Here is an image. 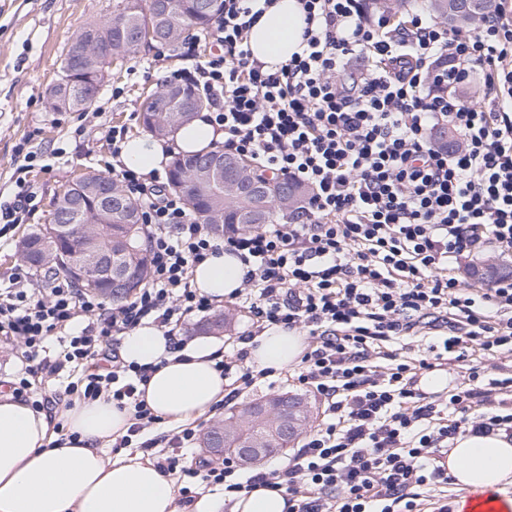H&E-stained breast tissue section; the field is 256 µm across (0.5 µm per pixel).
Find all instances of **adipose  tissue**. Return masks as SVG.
I'll return each instance as SVG.
<instances>
[{
  "label": "adipose tissue",
  "instance_id": "adipose-tissue-1",
  "mask_svg": "<svg viewBox=\"0 0 512 512\" xmlns=\"http://www.w3.org/2000/svg\"><path fill=\"white\" fill-rule=\"evenodd\" d=\"M304 14L297 0H275L249 32L253 59L274 68L301 52ZM120 160L141 174L163 170L167 157L150 138L124 141ZM246 268L222 251L193 269V283L215 303L241 287ZM250 362L280 370L299 363L303 336L265 329L247 344ZM124 362L154 365L140 389L147 406L168 424L193 422L224 398L214 342L200 339L171 349L168 337L144 326L121 338ZM65 433H56L45 412L12 394H0V512H222L220 494L180 505L175 485L140 455L111 456L109 443L126 435L130 410L102 399L77 401L62 412ZM448 470L463 487L486 493L493 512H512L503 488L512 483V441L500 434L460 435L448 454Z\"/></svg>",
  "mask_w": 512,
  "mask_h": 512
}]
</instances>
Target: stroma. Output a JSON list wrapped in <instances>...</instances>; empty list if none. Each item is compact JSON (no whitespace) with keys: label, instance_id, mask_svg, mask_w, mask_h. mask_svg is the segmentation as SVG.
<instances>
[{"label":"stroma","instance_id":"stroma-1","mask_svg":"<svg viewBox=\"0 0 512 512\" xmlns=\"http://www.w3.org/2000/svg\"><path fill=\"white\" fill-rule=\"evenodd\" d=\"M113 0H0V205H13L18 180L36 192L23 223L0 229V282L20 260V238L47 223L58 190L86 169L110 173L112 128L143 136L144 93L182 67L179 52L156 45L110 71L89 111L58 112L48 103L67 44L87 25L110 17ZM36 156L25 166V153Z\"/></svg>","mask_w":512,"mask_h":512}]
</instances>
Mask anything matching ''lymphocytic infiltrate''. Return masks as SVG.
<instances>
[{
  "label": "lymphocytic infiltrate",
  "mask_w": 512,
  "mask_h": 512,
  "mask_svg": "<svg viewBox=\"0 0 512 512\" xmlns=\"http://www.w3.org/2000/svg\"><path fill=\"white\" fill-rule=\"evenodd\" d=\"M272 0H224L206 40L223 54L185 52L172 84L189 83L224 130V147L260 171L310 189L284 224L225 228L216 238L187 199L113 160L112 175L140 203L150 273L143 288L109 308L67 279L17 266L0 289V336L24 343V376L87 373L67 393L104 396L131 409L119 442L161 418L137 396L151 369L125 363L110 343L145 325L174 336L212 310L192 285L209 254L235 253L247 268L235 298L252 326L303 332L308 344L292 379L323 399L321 425L278 469L241 477L227 463L191 461L182 448L196 432L161 437L153 454L176 477L182 503L193 487L224 493L225 504L259 485L283 491L289 512H418L426 490L448 483L445 460L464 433L512 440V279L464 282L460 261L512 253V6L471 31L448 30L425 11L404 21L366 16L364 0H299L306 27L301 53L276 70L254 60L248 32ZM482 79L484 100L459 86ZM439 125L456 150L433 144ZM431 333L427 356L389 349L416 329ZM71 335L45 350L55 332ZM465 373L447 393L427 395L424 375L447 360ZM500 376L485 378V361Z\"/></svg>",
  "instance_id": "1"
}]
</instances>
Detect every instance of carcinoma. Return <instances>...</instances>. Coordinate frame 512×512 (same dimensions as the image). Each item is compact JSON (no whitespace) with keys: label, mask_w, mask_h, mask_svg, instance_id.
Here are the masks:
<instances>
[{"label":"carcinoma","mask_w":512,"mask_h":512,"mask_svg":"<svg viewBox=\"0 0 512 512\" xmlns=\"http://www.w3.org/2000/svg\"><path fill=\"white\" fill-rule=\"evenodd\" d=\"M222 8L220 0H168V9L158 10L156 0H116L112 17L104 22L85 27L72 38L65 49L57 79L49 89V100L53 109L85 112L92 107L86 102L84 93L91 90L99 94L101 84L111 66L128 56L137 54L141 48L159 44L174 50L193 30L203 31L215 20ZM94 40L101 47L112 51L97 57L90 68L78 63V57L85 43ZM177 96L163 97L154 91L143 98L141 116L144 130L155 138L173 136L186 124V120H173L179 112L182 101L189 100L206 108V102L194 96L187 86L176 87ZM223 153L217 149L207 153H183L175 156L168 175V188L181 192L182 176L186 173L199 174L214 157ZM249 178H258L264 184L267 194L265 206L259 205L254 195L230 198L216 194L203 183L186 195L192 212L200 224L211 226L207 218L210 210L218 211L224 217L223 223L235 224L243 231L252 230L263 224H272L280 218L296 212L307 195L306 188L286 177H274L247 165ZM83 185L85 195L79 208L70 206L68 194L55 197L49 221L38 230L21 239L19 255L34 266H40V257L53 249L65 254H74L85 243H92L104 255V266L131 268V274L124 285V294L114 299L119 304L126 301L142 287L149 277L150 258L146 247L143 225L140 223L138 203L129 196L123 197V206L105 207L103 194L117 185L110 177L88 170L76 178ZM70 225L69 238L56 237L53 225ZM74 286L95 292L104 298L111 296L109 285L103 277L86 278L74 282ZM288 402L295 411L292 418L306 417L307 402L301 394L283 393L267 399L270 414L256 420L258 432L263 434L269 448H283L290 444L280 431L278 406Z\"/></svg>","instance_id":"carcinoma-1"}]
</instances>
